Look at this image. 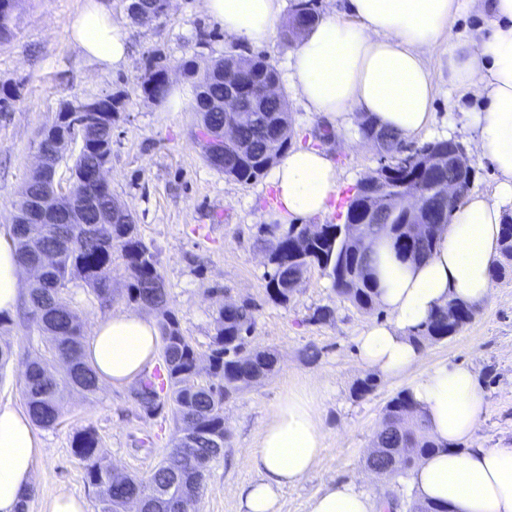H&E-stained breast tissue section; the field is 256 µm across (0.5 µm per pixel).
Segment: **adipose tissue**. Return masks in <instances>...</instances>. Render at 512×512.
<instances>
[{"label": "adipose tissue", "instance_id": "obj_1", "mask_svg": "<svg viewBox=\"0 0 512 512\" xmlns=\"http://www.w3.org/2000/svg\"><path fill=\"white\" fill-rule=\"evenodd\" d=\"M206 14L222 23L224 37L255 46L266 43L279 13L278 0H203ZM468 10L489 18L480 42H456L448 53V87L471 90L479 110L462 113L475 154L498 175L492 195L470 192L453 210L432 254L423 262L399 260L383 242L374 247L379 302L390 317L367 324L357 338L369 369L396 376L423 354L412 331L451 300L487 301L489 267L499 248V229L512 213V0H341L304 38L288 61L287 79L305 109L338 124L356 114L378 128L409 139L435 121V89L424 50L448 38V22ZM74 42L98 65L127 60L125 33L112 24L105 0H90L73 20ZM340 175L318 149L281 154L272 185L288 214L325 213ZM27 288L11 228L0 226V314H11ZM154 320L136 312L99 319L85 357L100 380L123 385L153 363L159 341ZM427 416L437 450L411 472L419 497L448 512H512V444L487 448L477 440L485 396L472 367L441 362L409 388ZM304 391L275 408L253 453L258 480L240 492L242 512H277L282 492L306 475L323 448V430ZM46 451L28 413L0 405V512H17L35 481ZM376 505L353 481L338 482L313 498L309 512H375Z\"/></svg>", "mask_w": 512, "mask_h": 512}]
</instances>
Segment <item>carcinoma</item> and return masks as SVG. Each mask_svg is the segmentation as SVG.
<instances>
[{"mask_svg": "<svg viewBox=\"0 0 512 512\" xmlns=\"http://www.w3.org/2000/svg\"><path fill=\"white\" fill-rule=\"evenodd\" d=\"M290 10L298 11L313 24L319 19L317 0H289ZM189 79L202 91L195 111L208 100L224 97V78L239 85V92L249 95L256 87L279 79L277 69L262 59L255 68L224 74L226 59H212L205 66L193 54L182 61ZM105 111L98 113L97 129H76L81 147L70 168L75 201L80 202L93 190L90 176L112 152V125L115 122L112 103L104 102ZM267 110L272 120L288 126V99L270 98ZM364 139L379 141L388 157V170L382 175L384 185L425 195L423 210L427 223L412 232L399 205L387 211L377 224L366 212L368 192L357 185L347 201L344 223L318 224V233L308 236V225L277 224L269 229L266 252L271 256L267 272V290L272 301L288 303L290 284L302 277L310 266L319 267L331 281L336 295L365 313L379 307V281L373 273L371 252L353 250L346 229L357 226L360 234L371 239L387 238L402 259L420 260L432 249L442 225L454 205L444 202L439 189L448 183V168L422 171L402 156L404 141L396 134L375 127L367 121L360 127ZM240 140L250 151L240 155L233 148H224V176L241 184H250L261 177L277 157L290 146V132L279 140L270 139V130L262 125L247 124L238 130ZM97 212L82 216L84 223L73 224L61 236L62 224H43L38 234L27 236L29 225H13L20 262L40 252L56 254L54 267L28 288L29 329L44 343L45 354L26 353L23 392L26 407L35 424L52 428L59 423L62 402L68 393L85 397L99 390V378L84 359L82 328L64 296V288L74 278L82 279L97 298L112 303V253L118 251L125 260L128 283L122 296L156 313L162 344L163 370L160 374L141 376L132 389L134 403L148 417L158 413L161 393L176 423L168 459L162 461L146 478L127 475L112 477V466L101 453L100 438L92 428L77 432L72 438L73 454L85 470L88 483L98 492L97 512H124L126 502L134 496L146 498L148 512H194L202 491L205 472L222 452L224 400L271 375L277 365L275 355L267 350L239 357L255 322L252 307L241 303L220 309L209 356L213 381L198 382V354L184 335L175 314L169 308L168 294L157 267L154 254L138 236L134 217L128 214L124 224H99ZM512 276V215L501 224L498 256L491 262L490 277L496 280ZM475 307L462 301H450L439 308L412 334L414 343L442 341L457 334L472 321ZM191 419L196 439L187 448L182 440L181 423ZM380 448L377 456L365 457V466L407 477L415 464L432 453L438 444L427 435L424 411L402 390L385 408L375 434ZM161 483L169 487L164 498H149L148 487Z\"/></svg>", "mask_w": 512, "mask_h": 512, "instance_id": "carcinoma-1", "label": "carcinoma"}]
</instances>
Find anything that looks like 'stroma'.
I'll use <instances>...</instances> for the list:
<instances>
[{
	"label": "stroma",
	"mask_w": 512,
	"mask_h": 512,
	"mask_svg": "<svg viewBox=\"0 0 512 512\" xmlns=\"http://www.w3.org/2000/svg\"><path fill=\"white\" fill-rule=\"evenodd\" d=\"M87 0H19L14 36L0 45V89L17 97L10 111L0 112V225L10 223L22 188L32 170L44 131L66 108L88 99L112 96L117 119L107 175L115 197L135 218L138 234L155 255L169 306L200 360H208L220 306L247 302L255 324L248 349L275 353L272 375L224 403L228 435L221 457L205 473L196 512H241L237 491L258 474L251 453L278 402L289 393L315 397L314 409L324 431V448L312 469L286 488L278 512H308L311 498L334 481L360 483L375 502L392 512H407L413 491L408 480L364 478V457L388 402L413 381L378 376L371 394L360 397L357 382L369 370L360 361L356 338L371 318L337 297L330 279L311 268L288 304L272 302L267 269L262 263V231L287 224L280 213L269 176L242 185L209 166L193 133L194 87L173 78L165 99H148L141 90L147 63L175 67L190 55L207 61L218 57H264L285 70L295 48L273 34L255 47L226 41L223 25L205 15L200 0H174L169 13L153 25L137 27L128 17L129 0H109L112 23L127 34L125 64L100 67L71 37V23ZM448 43L426 54L437 91L433 110L438 130L449 113L479 110L480 100L448 89ZM291 144L322 150L341 175L327 212L317 223L337 220L350 188L376 165L377 153L360 150L346 133L302 106L289 95ZM65 295L78 313L84 335L110 313L132 310L119 299L104 306L81 280ZM332 310L326 321L313 320L317 308ZM470 365L486 396L484 422L478 432L487 447L512 443V279L494 282L492 294L478 305L473 320L457 335L426 347L420 369L442 362ZM129 386L101 385L97 394L66 397L62 418L53 428H38L48 451L37 464V480L28 512H48L52 495L86 500L96 512L94 489L72 454L76 431L93 427L105 454L117 470L149 477L171 446L175 425L169 409L146 418L129 398Z\"/></svg>",
	"instance_id": "1"
}]
</instances>
